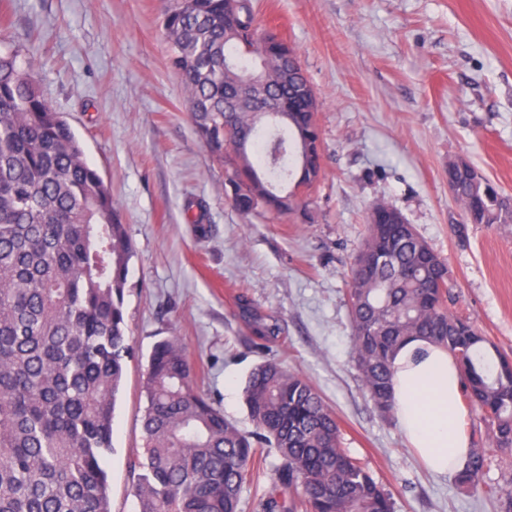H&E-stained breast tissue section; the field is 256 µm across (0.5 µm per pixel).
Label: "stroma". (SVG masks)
Instances as JSON below:
<instances>
[{"label":"stroma","mask_w":512,"mask_h":512,"mask_svg":"<svg viewBox=\"0 0 512 512\" xmlns=\"http://www.w3.org/2000/svg\"><path fill=\"white\" fill-rule=\"evenodd\" d=\"M166 0H0V51L37 47L41 88L82 141L133 241L125 313L134 357L106 457L111 512H136L142 384L156 341L179 337L200 390L251 429L243 383L266 360L309 379L342 445L392 495L394 512H504L512 448L486 450L485 491L428 472L394 415L363 386L347 280L369 206L385 202L448 262L449 311L512 357V224L454 226L448 163L463 158L512 197V0H255L260 28L297 51L318 101L322 177L301 189L314 220L239 214L228 168L205 148L167 64ZM202 203L209 232L186 219ZM278 332L258 336L249 313Z\"/></svg>","instance_id":"35a3bbf8"}]
</instances>
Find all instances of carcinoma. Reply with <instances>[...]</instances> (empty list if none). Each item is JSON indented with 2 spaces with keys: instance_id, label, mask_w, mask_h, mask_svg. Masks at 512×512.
Instances as JSON below:
<instances>
[{
  "instance_id": "1",
  "label": "carcinoma",
  "mask_w": 512,
  "mask_h": 512,
  "mask_svg": "<svg viewBox=\"0 0 512 512\" xmlns=\"http://www.w3.org/2000/svg\"><path fill=\"white\" fill-rule=\"evenodd\" d=\"M197 132L232 165L233 207L311 220L282 191L321 176L317 101L296 51L255 27L253 0H170L161 24ZM37 53L25 65L0 52V512H110L106 455L130 355L124 298L134 245L108 184L68 121L44 96ZM268 71L282 104L259 140L252 112L224 111V94ZM470 164L448 162V184L467 224H512V198ZM448 264L388 204L368 213L350 267L349 314L366 390L393 413L392 363L419 337L448 349L461 396L491 437L512 447V361L469 318L448 310ZM145 454L137 512H238L264 450L280 464L262 512H394L391 494L341 446L335 413L315 386L281 362L248 375L245 431L194 381L175 336L155 343L144 382ZM485 454L471 449L459 481L481 488Z\"/></svg>"
}]
</instances>
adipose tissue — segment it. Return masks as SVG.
<instances>
[{
  "label": "adipose tissue",
  "instance_id": "obj_1",
  "mask_svg": "<svg viewBox=\"0 0 512 512\" xmlns=\"http://www.w3.org/2000/svg\"><path fill=\"white\" fill-rule=\"evenodd\" d=\"M458 388L457 363L441 345L413 338L397 351L394 415L410 448L436 474L461 471L470 456Z\"/></svg>",
  "mask_w": 512,
  "mask_h": 512
}]
</instances>
